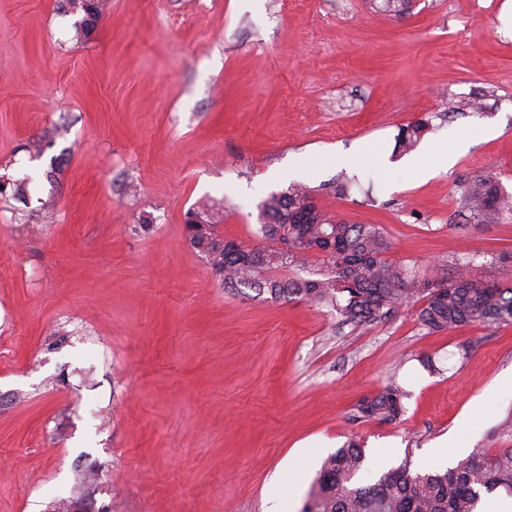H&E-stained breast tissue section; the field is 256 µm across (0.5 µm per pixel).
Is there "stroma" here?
<instances>
[{"label": "stroma", "instance_id": "1", "mask_svg": "<svg viewBox=\"0 0 512 512\" xmlns=\"http://www.w3.org/2000/svg\"><path fill=\"white\" fill-rule=\"evenodd\" d=\"M81 17L0 0V177L30 180L0 194V512H266L277 482L301 512L352 439L363 482L454 466L445 442L512 444V325L432 331L413 296L355 326L230 291L185 230L207 215L261 245L259 202L296 181L382 226L423 281L463 267L512 287V211L479 224L462 204L482 176L512 194V0H102L86 33ZM473 97L483 111H458ZM446 139L468 147L437 171ZM343 171L372 192L338 196ZM393 381L399 421L352 420ZM429 125L428 120L421 119L402 127L397 136L396 145L398 149L402 152L413 150L420 141L423 133L428 130Z\"/></svg>", "mask_w": 512, "mask_h": 512}]
</instances>
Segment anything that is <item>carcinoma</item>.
Wrapping results in <instances>:
<instances>
[{
  "label": "carcinoma",
  "instance_id": "obj_1",
  "mask_svg": "<svg viewBox=\"0 0 512 512\" xmlns=\"http://www.w3.org/2000/svg\"><path fill=\"white\" fill-rule=\"evenodd\" d=\"M429 121L401 128L396 145L413 150ZM464 207L483 222L512 209V195L493 177L469 184ZM260 238L272 248H249L226 240L217 225L186 224L190 244L205 256L227 289L241 285L280 300L306 299L332 308L347 324L374 323L390 316L413 295H423L421 323L447 331L474 323L512 324V288L473 283L461 269L430 285L413 271L390 262V242L376 224H349L328 214L303 184L272 192L258 205ZM317 261L315 277L286 280L269 275L285 263L306 267ZM406 390L396 382L361 398L352 419L393 423L405 412ZM365 460L356 441L329 455L301 512H479L482 493L504 491L512 497V448L495 454L476 451L455 466L412 473L403 465L363 484L357 475Z\"/></svg>",
  "mask_w": 512,
  "mask_h": 512
}]
</instances>
